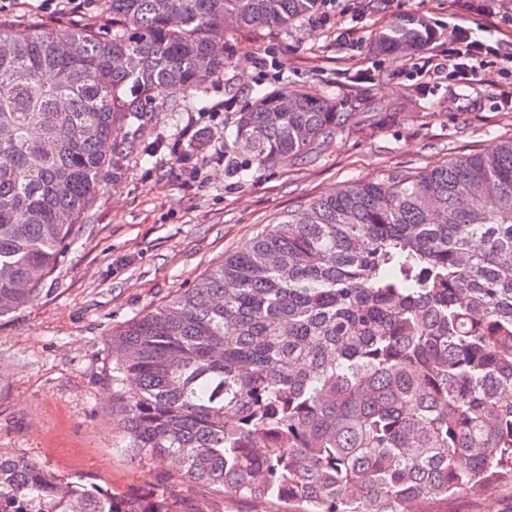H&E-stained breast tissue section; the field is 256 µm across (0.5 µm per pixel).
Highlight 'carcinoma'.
Returning <instances> with one entry per match:
<instances>
[{
  "label": "carcinoma",
  "mask_w": 512,
  "mask_h": 512,
  "mask_svg": "<svg viewBox=\"0 0 512 512\" xmlns=\"http://www.w3.org/2000/svg\"><path fill=\"white\" fill-rule=\"evenodd\" d=\"M318 0H100L78 26L0 20V318L33 302L101 189L112 129L224 75L238 29ZM426 19L371 38L403 55ZM349 112L286 88L239 113L260 165ZM114 448L174 480L130 496L0 454L13 512H221L206 486L297 512H411L512 482V141L320 195L117 330Z\"/></svg>",
  "instance_id": "cac0c4a2"
}]
</instances>
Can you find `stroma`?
Here are the masks:
<instances>
[{"label":"stroma","instance_id":"1","mask_svg":"<svg viewBox=\"0 0 512 512\" xmlns=\"http://www.w3.org/2000/svg\"><path fill=\"white\" fill-rule=\"evenodd\" d=\"M469 0H335L287 30L229 36L230 65L202 103H157L147 123L116 128L113 164L74 242L38 298L0 319V454L116 494L168 478L112 448L113 331L192 287L224 256L309 199L392 170L421 171L512 140L499 68L469 88L417 77L448 49L453 13ZM418 15L437 32L408 58L379 54L371 33ZM356 39L337 40V27ZM280 65H266L267 56ZM283 87L335 98L350 121L291 161L261 166L239 152V112ZM140 149H130L132 141ZM417 512H512V484Z\"/></svg>","mask_w":512,"mask_h":512}]
</instances>
